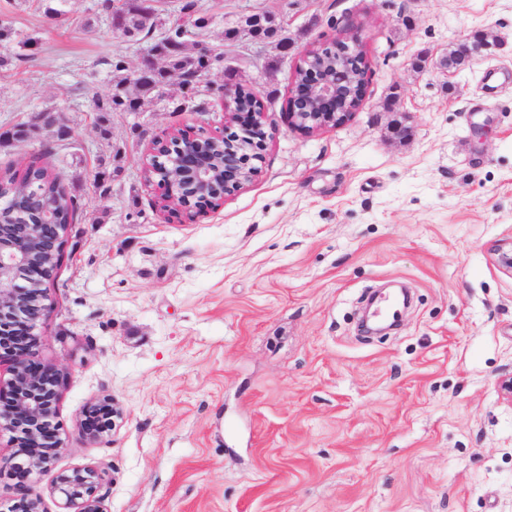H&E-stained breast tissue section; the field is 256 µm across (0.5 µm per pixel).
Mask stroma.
Listing matches in <instances>:
<instances>
[{"label": "stroma", "mask_w": 512, "mask_h": 512, "mask_svg": "<svg viewBox=\"0 0 512 512\" xmlns=\"http://www.w3.org/2000/svg\"><path fill=\"white\" fill-rule=\"evenodd\" d=\"M99 0L68 21L36 0H0V20L38 38L0 71V133L54 105L47 134L0 146V169L39 160L80 203L39 325L37 362L62 368L65 447L56 472L106 473L109 512H512V0H201L223 46L203 112L158 104L112 115L102 140L78 89H111L106 62L139 46L112 34ZM247 8L282 18L292 45L224 44ZM486 29L497 40L457 75L436 61ZM363 44L366 97L345 124H288L301 52ZM421 69L413 64L419 55ZM253 87L268 137L259 174L194 219L163 212L142 169L152 139L218 134L225 71ZM406 118L410 136L390 140ZM112 172L108 192L94 186ZM407 289L390 330L363 325L374 293ZM124 410L111 441L80 437L92 401Z\"/></svg>", "instance_id": "obj_1"}]
</instances>
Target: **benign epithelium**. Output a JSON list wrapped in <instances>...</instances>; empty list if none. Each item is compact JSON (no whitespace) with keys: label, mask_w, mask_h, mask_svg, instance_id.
Segmentation results:
<instances>
[{"label":"benign epithelium","mask_w":512,"mask_h":512,"mask_svg":"<svg viewBox=\"0 0 512 512\" xmlns=\"http://www.w3.org/2000/svg\"><path fill=\"white\" fill-rule=\"evenodd\" d=\"M338 43L358 57L364 54L355 37H336L316 50L302 51L306 77L295 86L289 117L291 124L305 133L331 129L350 118V113L340 111L350 71L339 67L325 75L315 60L316 51ZM236 126L247 137L264 128L262 113L226 112L223 136L182 130L175 138L152 146L155 163L161 150L174 143L178 146V156L159 170L163 210L194 216L257 175L256 162L261 160L266 133L252 142L249 154L220 146ZM13 202L15 211L36 210L40 220L0 224V350L9 353L13 361L10 400L0 411V430L14 433L16 443L25 448L20 456H0V478L15 476L19 487L14 503H0V512H45L36 484L38 476L54 468L64 444L55 423L63 374L56 366L40 365L34 355L42 342L38 326L48 309L51 268L63 249L67 225L54 223L52 208L36 203L30 186L23 184L15 190ZM103 477L92 466L59 474L50 489L51 495L59 496V512H108L106 495L100 493Z\"/></svg>","instance_id":"1"}]
</instances>
